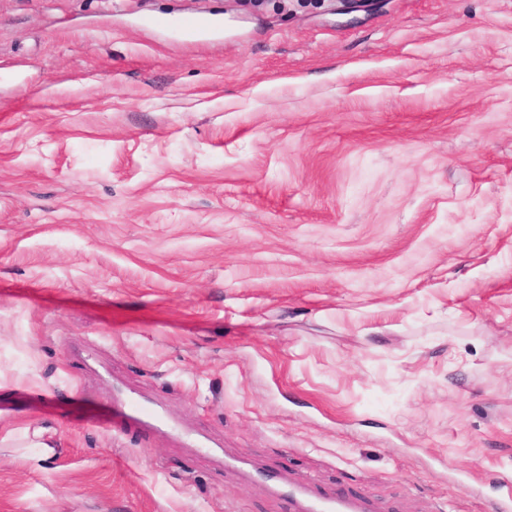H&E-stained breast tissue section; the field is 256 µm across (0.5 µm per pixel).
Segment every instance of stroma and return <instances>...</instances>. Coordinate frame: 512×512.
<instances>
[{"instance_id": "1", "label": "stroma", "mask_w": 512, "mask_h": 512, "mask_svg": "<svg viewBox=\"0 0 512 512\" xmlns=\"http://www.w3.org/2000/svg\"><path fill=\"white\" fill-rule=\"evenodd\" d=\"M339 7L0 0V512L512 478V0ZM111 399L112 411L117 418L114 423L120 431L137 428L159 431L182 440L188 448L208 453L214 458L221 457L216 450L220 447L214 441L185 426L163 404L120 387H113Z\"/></svg>"}]
</instances>
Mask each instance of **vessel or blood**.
I'll return each instance as SVG.
<instances>
[{
    "label": "vessel or blood",
    "mask_w": 512,
    "mask_h": 512,
    "mask_svg": "<svg viewBox=\"0 0 512 512\" xmlns=\"http://www.w3.org/2000/svg\"><path fill=\"white\" fill-rule=\"evenodd\" d=\"M111 399L118 429L159 431L182 440L196 451L215 454L217 445L214 441L185 426L163 404L119 387L113 388ZM271 491L287 499L288 512H375V506L369 499L344 491L326 497L305 485L279 484L272 485Z\"/></svg>",
    "instance_id": "vessel-or-blood-1"
}]
</instances>
